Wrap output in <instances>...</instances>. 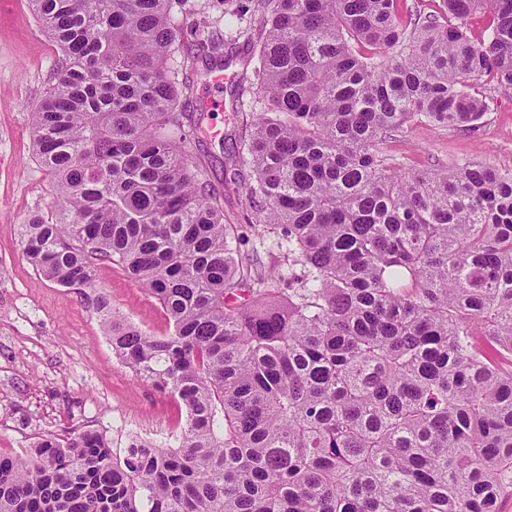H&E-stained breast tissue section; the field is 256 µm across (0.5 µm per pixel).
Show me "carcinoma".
<instances>
[{
    "mask_svg": "<svg viewBox=\"0 0 512 512\" xmlns=\"http://www.w3.org/2000/svg\"><path fill=\"white\" fill-rule=\"evenodd\" d=\"M30 0L63 58L31 113L59 206L23 254L101 313L133 377L182 404L176 445L47 433L0 455V512H498L512 488V171H404L377 143L481 127L512 91V0ZM489 20L475 39L461 22ZM259 16L258 23L252 22ZM242 65L225 158L242 250L190 143L194 73ZM117 264L169 331L124 320Z\"/></svg>",
    "mask_w": 512,
    "mask_h": 512,
    "instance_id": "1",
    "label": "carcinoma"
}]
</instances>
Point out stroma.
<instances>
[{
  "mask_svg": "<svg viewBox=\"0 0 512 512\" xmlns=\"http://www.w3.org/2000/svg\"><path fill=\"white\" fill-rule=\"evenodd\" d=\"M60 52L27 0H0V454L22 455L44 433L99 430L113 441L142 433L170 445L179 408L172 397L138 382L115 356L100 314L74 288L50 282L24 258L20 227L50 215L55 194L32 156L31 114L43 100ZM478 132L421 124L379 143L407 169L450 168L477 159L512 170V93L489 95ZM193 158L212 162L211 181L239 232L259 244L243 217L244 198L226 192L215 164L222 137L234 134L231 108L206 113ZM98 282L112 307L148 333L168 329L159 303L119 266L102 263Z\"/></svg>",
  "mask_w": 512,
  "mask_h": 512,
  "instance_id": "1",
  "label": "stroma"
}]
</instances>
